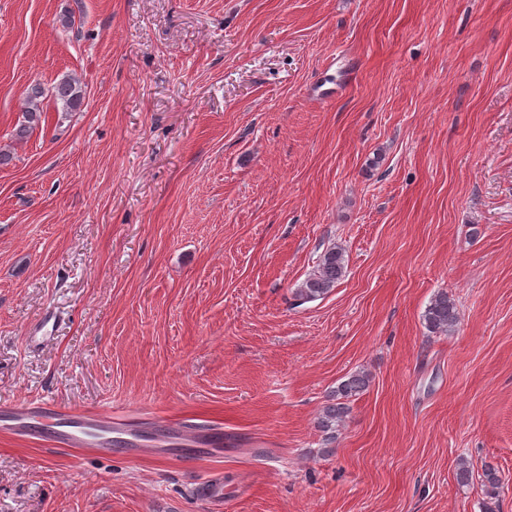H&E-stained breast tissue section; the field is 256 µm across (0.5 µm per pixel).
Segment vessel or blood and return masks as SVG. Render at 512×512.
<instances>
[{
    "mask_svg": "<svg viewBox=\"0 0 512 512\" xmlns=\"http://www.w3.org/2000/svg\"><path fill=\"white\" fill-rule=\"evenodd\" d=\"M8 422L17 428L32 431L41 441L62 448H79L93 445L95 452L111 454L110 445L99 443V436L121 435L129 427L124 417L117 413L63 412L48 404L22 402L6 412Z\"/></svg>",
    "mask_w": 512,
    "mask_h": 512,
    "instance_id": "vessel-or-blood-1",
    "label": "vessel or blood"
}]
</instances>
